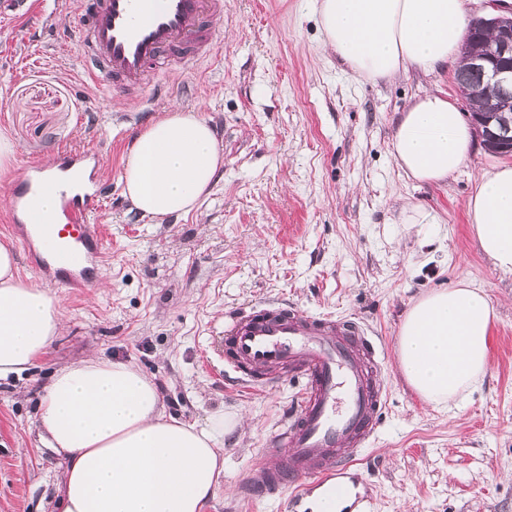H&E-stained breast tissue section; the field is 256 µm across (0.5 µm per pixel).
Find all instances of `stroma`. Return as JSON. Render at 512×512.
Returning <instances> with one entry per match:
<instances>
[{"label":"stroma","mask_w":512,"mask_h":512,"mask_svg":"<svg viewBox=\"0 0 512 512\" xmlns=\"http://www.w3.org/2000/svg\"><path fill=\"white\" fill-rule=\"evenodd\" d=\"M41 2L0 16V135L15 147L12 170H0V244L21 278L36 279L3 218L5 187L59 149L90 145L112 184L100 216L108 258L83 292L54 286L61 335L30 371L0 380V512H54L64 460L37 426L40 390L89 354L141 367L181 420L243 414L224 438V474L204 512H295L289 491L247 501L236 488L260 456L285 454L277 433L301 378L246 394L211 348L225 314L275 298L357 319L384 351L386 402L346 476L371 494V512H512V274L483 253L466 209L478 177L503 158L478 143L448 180L420 184L391 157L396 120L417 96L439 89L462 103L453 72L359 80L325 49L315 0H224L215 56L165 62L156 86L117 92L86 74L82 0H61L49 23ZM143 100L157 112L199 110L224 151L200 208L160 224L141 217L121 183L149 118ZM407 201L440 223H402ZM463 276L497 311L488 366L459 406L435 408L399 372L397 334L413 300Z\"/></svg>","instance_id":"1"}]
</instances>
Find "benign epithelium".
Masks as SVG:
<instances>
[{
    "mask_svg": "<svg viewBox=\"0 0 512 512\" xmlns=\"http://www.w3.org/2000/svg\"><path fill=\"white\" fill-rule=\"evenodd\" d=\"M475 23L491 30L495 39L469 58V70L496 88L502 106L494 111H476L472 117L486 150L512 155V16L477 18Z\"/></svg>",
    "mask_w": 512,
    "mask_h": 512,
    "instance_id": "benign-epithelium-1",
    "label": "benign epithelium"
}]
</instances>
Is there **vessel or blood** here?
I'll use <instances>...</instances> for the list:
<instances>
[{
  "label": "vessel or blood",
  "instance_id": "obj_1",
  "mask_svg": "<svg viewBox=\"0 0 512 512\" xmlns=\"http://www.w3.org/2000/svg\"><path fill=\"white\" fill-rule=\"evenodd\" d=\"M223 14L224 0H86L81 41L92 63L88 74L115 88L143 90L163 57L212 52L213 21ZM94 156L91 147L57 154L52 167L59 221L48 227L36 225L29 210L43 189L42 165L30 164L27 178L7 188L11 234L43 277L67 288L89 287L106 260L103 227L95 219L112 187L93 169ZM43 235L54 241L51 252L36 245ZM212 346L225 374L246 390L274 386L290 373L304 381L296 412L279 434L287 458L260 457L256 479L242 482L240 495L273 496L288 488L297 501L307 484L339 483L372 439L385 401L375 373L378 353L364 329L285 303L255 305L225 316Z\"/></svg>",
  "mask_w": 512,
  "mask_h": 512
}]
</instances>
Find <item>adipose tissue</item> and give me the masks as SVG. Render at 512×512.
Masks as SVG:
<instances>
[{
  "label": "adipose tissue",
  "instance_id": "ef3b65f1",
  "mask_svg": "<svg viewBox=\"0 0 512 512\" xmlns=\"http://www.w3.org/2000/svg\"><path fill=\"white\" fill-rule=\"evenodd\" d=\"M324 45L355 76L393 81L459 61L466 0H319ZM475 138L446 93L418 97L398 117L392 160L407 177L441 183L467 160ZM224 165L216 134L197 110L171 107L137 131L123 159L134 207L162 220L196 210ZM482 251L512 273V165L480 175L467 202ZM0 244V379L30 370L64 327L50 288L15 273ZM496 310L468 278L408 307L397 336L398 368L427 403L445 407L476 388L488 365ZM38 425L64 454L57 512H203L224 473L220 447L235 418L205 423L166 415L138 366L98 355L54 370L42 387Z\"/></svg>",
  "mask_w": 512,
  "mask_h": 512
}]
</instances>
